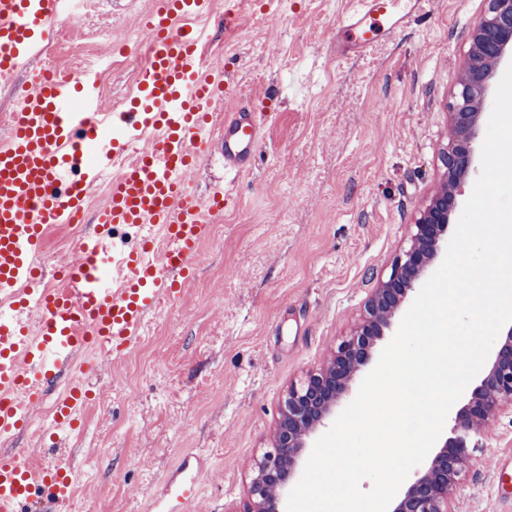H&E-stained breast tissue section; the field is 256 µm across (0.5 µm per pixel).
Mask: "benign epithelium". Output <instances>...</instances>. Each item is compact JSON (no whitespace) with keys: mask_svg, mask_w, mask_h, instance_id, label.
Returning <instances> with one entry per match:
<instances>
[{"mask_svg":"<svg viewBox=\"0 0 512 512\" xmlns=\"http://www.w3.org/2000/svg\"><path fill=\"white\" fill-rule=\"evenodd\" d=\"M512 61V0H487L476 22L460 78L449 103L450 133L441 156L445 181L411 225L407 244L367 300L352 330L327 365L286 391L272 450L251 479L244 512H283L284 494L305 456L311 436L328 425L368 364L395 312L420 290L424 273L448 244V224L459 207L466 181L475 172L473 144L491 110L489 84L505 61ZM512 413V325L495 342L478 384L459 404L449 436L394 503L392 512H455L453 494L468 471L489 423Z\"/></svg>","mask_w":512,"mask_h":512,"instance_id":"7a95c632","label":"benign epithelium"}]
</instances>
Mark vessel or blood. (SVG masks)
Returning <instances> with one entry per match:
<instances>
[{
	"instance_id": "obj_1",
	"label": "vessel or blood",
	"mask_w": 512,
	"mask_h": 512,
	"mask_svg": "<svg viewBox=\"0 0 512 512\" xmlns=\"http://www.w3.org/2000/svg\"><path fill=\"white\" fill-rule=\"evenodd\" d=\"M423 0H357L329 42L336 57L364 52L384 31L420 13ZM70 0H0V81L29 68L34 47ZM213 0H152L140 18L148 40L138 94L121 112L106 109L99 75L83 70L37 76L11 112L0 143V512H31L39 499L69 503L76 474L62 462L33 467L8 440L35 423L44 394L64 382L47 428L50 438L81 426L93 396L88 379L102 361L128 350L146 316L190 278L206 236V200L188 191L199 155L219 157L228 174L256 160V112L224 115L213 135L222 71L207 66L208 30L198 25ZM110 131L93 166L82 146ZM112 191L94 227L83 229L73 257L47 271L48 224L82 212L95 183ZM63 280L48 288L47 275Z\"/></svg>"
}]
</instances>
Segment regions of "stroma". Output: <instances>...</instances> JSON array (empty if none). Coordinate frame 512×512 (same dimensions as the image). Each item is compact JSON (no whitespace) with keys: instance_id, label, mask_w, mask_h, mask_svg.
I'll list each match as a JSON object with an SVG mask.
<instances>
[{"instance_id":"obj_1","label":"stroma","mask_w":512,"mask_h":512,"mask_svg":"<svg viewBox=\"0 0 512 512\" xmlns=\"http://www.w3.org/2000/svg\"><path fill=\"white\" fill-rule=\"evenodd\" d=\"M353 0H214L205 51L226 67L217 114L261 109V152L239 175L197 159L191 192L224 195L193 277L108 362L82 426L59 440L77 473L67 512H242L282 397L358 323L439 188L448 102L485 0H426L428 17L336 59L326 41ZM31 73L0 85V138L32 73L105 63V107L144 64L127 0H74ZM198 491L171 495L184 463ZM512 415L492 420L456 512H512Z\"/></svg>"}]
</instances>
